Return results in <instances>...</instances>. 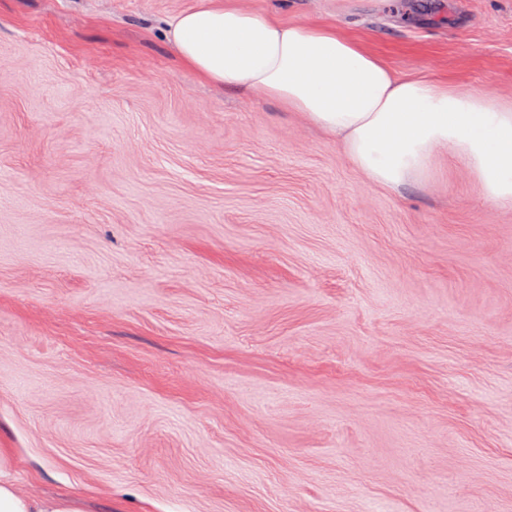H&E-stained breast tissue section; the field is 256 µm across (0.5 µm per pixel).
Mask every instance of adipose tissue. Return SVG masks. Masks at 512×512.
<instances>
[{"label":"adipose tissue","mask_w":512,"mask_h":512,"mask_svg":"<svg viewBox=\"0 0 512 512\" xmlns=\"http://www.w3.org/2000/svg\"><path fill=\"white\" fill-rule=\"evenodd\" d=\"M167 36L198 80L300 113L375 186L428 182L445 155L465 165L487 199L512 204V101L395 76L334 24L290 22L240 0H207L183 11ZM0 512L84 509L72 497L21 493L12 459L0 448Z\"/></svg>","instance_id":"ef3b65f1"}]
</instances>
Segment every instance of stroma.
<instances>
[{"label": "stroma", "instance_id": "1", "mask_svg": "<svg viewBox=\"0 0 512 512\" xmlns=\"http://www.w3.org/2000/svg\"><path fill=\"white\" fill-rule=\"evenodd\" d=\"M512 100V0H242ZM201 0H0V448L85 512H512V206L369 183L195 79Z\"/></svg>", "mask_w": 512, "mask_h": 512}]
</instances>
